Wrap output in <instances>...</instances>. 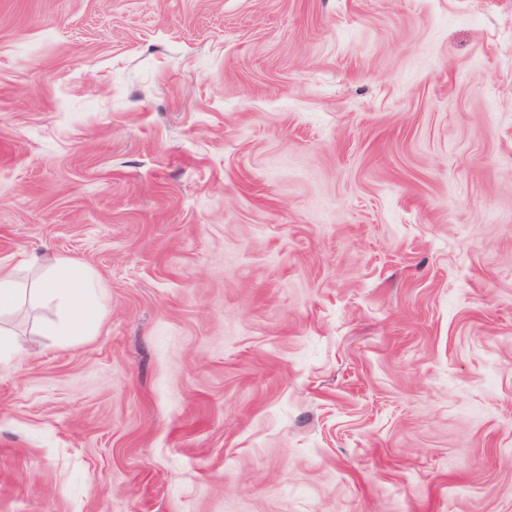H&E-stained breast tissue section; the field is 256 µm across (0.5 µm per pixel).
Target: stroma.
<instances>
[{
	"label": "stroma",
	"instance_id": "obj_1",
	"mask_svg": "<svg viewBox=\"0 0 512 512\" xmlns=\"http://www.w3.org/2000/svg\"><path fill=\"white\" fill-rule=\"evenodd\" d=\"M58 258L0 512H512V0H0V264ZM58 288L73 305L72 321L68 324V336H78L83 328L96 318V310L83 300L84 278L80 268L68 260H56Z\"/></svg>",
	"mask_w": 512,
	"mask_h": 512
}]
</instances>
